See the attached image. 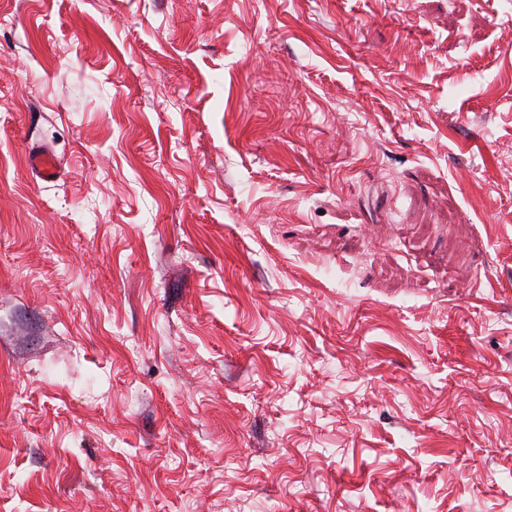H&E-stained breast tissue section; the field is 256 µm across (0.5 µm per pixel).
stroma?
<instances>
[{
  "instance_id": "1",
  "label": "stroma",
  "mask_w": 512,
  "mask_h": 512,
  "mask_svg": "<svg viewBox=\"0 0 512 512\" xmlns=\"http://www.w3.org/2000/svg\"><path fill=\"white\" fill-rule=\"evenodd\" d=\"M0 512H512V0H0ZM27 160L36 174L45 181H53L59 173L60 162L48 154L33 150L28 153Z\"/></svg>"
}]
</instances>
